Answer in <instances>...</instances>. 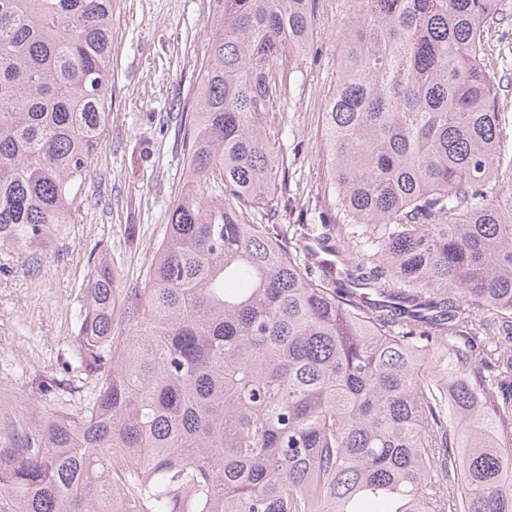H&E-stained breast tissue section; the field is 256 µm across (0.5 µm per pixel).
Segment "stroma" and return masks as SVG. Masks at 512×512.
Here are the masks:
<instances>
[{
	"label": "stroma",
	"instance_id": "obj_1",
	"mask_svg": "<svg viewBox=\"0 0 512 512\" xmlns=\"http://www.w3.org/2000/svg\"><path fill=\"white\" fill-rule=\"evenodd\" d=\"M490 30L502 54L490 60L502 86L500 109L512 142V0H501ZM208 0H113L112 112L88 179L87 208L41 259L38 274L0 253V411L38 422L36 382L62 378L73 347L74 310L83 267L100 249L120 296L141 287L172 204L187 177L178 147V112L196 82L208 42ZM336 0H313V40L282 106L281 150L288 178L278 189L275 221L288 239L329 234L318 196L327 175L321 112L339 51Z\"/></svg>",
	"mask_w": 512,
	"mask_h": 512
}]
</instances>
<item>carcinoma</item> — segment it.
<instances>
[{
	"label": "carcinoma",
	"mask_w": 512,
	"mask_h": 512,
	"mask_svg": "<svg viewBox=\"0 0 512 512\" xmlns=\"http://www.w3.org/2000/svg\"><path fill=\"white\" fill-rule=\"evenodd\" d=\"M498 0H336L326 100L343 278L271 214L311 0H210L188 181L115 330L87 267L89 395L0 417V512H512V155ZM112 111V0H0V250L78 221ZM498 8L503 16L501 21H497L490 30V44L494 45V54L490 59L491 67L496 72L497 80H500V111L505 112L507 134L505 145L511 147L512 142V0H500ZM500 46L508 45L509 52L502 51L498 56ZM505 90V91H503ZM509 122V123H508ZM310 255L322 275L327 279L336 277V263L334 253L325 250L320 243L309 245Z\"/></svg>",
	"instance_id": "cac0c4a2"
}]
</instances>
